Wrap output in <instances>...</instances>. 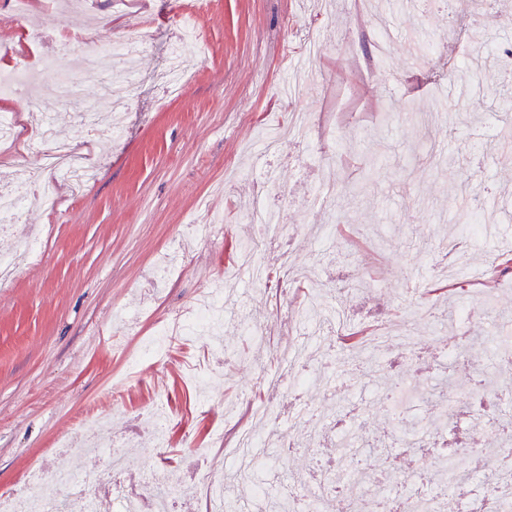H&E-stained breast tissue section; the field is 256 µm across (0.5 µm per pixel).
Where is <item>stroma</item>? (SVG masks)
<instances>
[{"label": "stroma", "mask_w": 512, "mask_h": 512, "mask_svg": "<svg viewBox=\"0 0 512 512\" xmlns=\"http://www.w3.org/2000/svg\"><path fill=\"white\" fill-rule=\"evenodd\" d=\"M395 36L379 46L370 0H90L59 13L33 0L24 18L0 0V66L66 50L77 70L88 47L71 30L94 27L103 41L144 38L128 106L79 86L75 101L53 96L1 98L16 119L14 141L0 143V184L22 179L27 144L42 117L84 153L93 178L80 193L59 184L51 205H31L0 252L20 253L18 271L0 288V489L30 474L54 480L72 465L98 471L97 451L81 448L84 419L102 416L103 444L132 440L127 489L147 494L154 469L181 489L174 512H202L205 480L232 473V450L254 426L253 413L274 401L267 430L279 465L255 476L272 493L321 496L325 512H349L355 485L327 481L329 467L367 468L401 506L426 491L423 478L443 456L498 447L507 425L481 405L512 407V371L483 338L512 321V281L486 279L499 255L512 256V48L506 0H427L419 11L386 9ZM183 27L197 39L181 48L175 92L161 81L170 44ZM46 42L29 45L28 31ZM430 33L435 48L407 67L408 36ZM476 39L489 52L469 64L480 80L468 98L446 105L444 75L463 63ZM308 116L271 153L266 132ZM357 133L355 149L345 147ZM375 177L359 196L336 197L324 180ZM276 184L262 189L263 166ZM495 203L497 233L469 242L454 264L451 291H430V261L469 220L470 196ZM279 211L284 238L265 244L262 276L238 269L239 246L258 235V197ZM209 225L208 238L194 235ZM335 225L328 239L313 231ZM36 241V257L21 250ZM168 267L158 276V267ZM222 285L224 308L210 333L172 336L143 355L166 323L185 318L206 289ZM471 316L447 327L442 308ZM346 332L407 329L414 346L391 348L382 375L336 359V312ZM278 324L264 347L245 325ZM459 347L448 358L445 346ZM297 356L295 367L283 349ZM282 381L269 399L264 378ZM464 399L456 409L433 392L440 380ZM453 411L446 431L427 427ZM171 422L164 445L148 431L151 414ZM68 439L71 447L59 449Z\"/></svg>", "instance_id": "35a3bbf8"}]
</instances>
